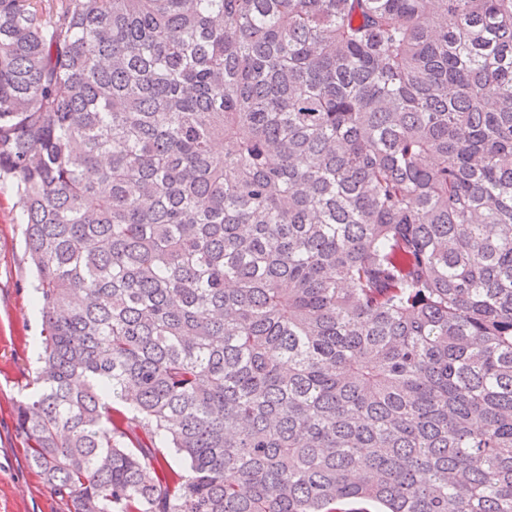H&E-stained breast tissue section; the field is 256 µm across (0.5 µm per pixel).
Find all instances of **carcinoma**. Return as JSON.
<instances>
[{
	"mask_svg": "<svg viewBox=\"0 0 512 512\" xmlns=\"http://www.w3.org/2000/svg\"><path fill=\"white\" fill-rule=\"evenodd\" d=\"M2 186L69 512H512V0H0Z\"/></svg>",
	"mask_w": 512,
	"mask_h": 512,
	"instance_id": "1",
	"label": "carcinoma"
}]
</instances>
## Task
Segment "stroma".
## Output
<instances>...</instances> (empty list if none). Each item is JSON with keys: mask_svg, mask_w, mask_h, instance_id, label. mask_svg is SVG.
<instances>
[{"mask_svg": "<svg viewBox=\"0 0 512 512\" xmlns=\"http://www.w3.org/2000/svg\"><path fill=\"white\" fill-rule=\"evenodd\" d=\"M43 325L23 226L10 192L0 193V512H68L29 467L15 407L29 395L43 352Z\"/></svg>", "mask_w": 512, "mask_h": 512, "instance_id": "stroma-1", "label": "stroma"}]
</instances>
